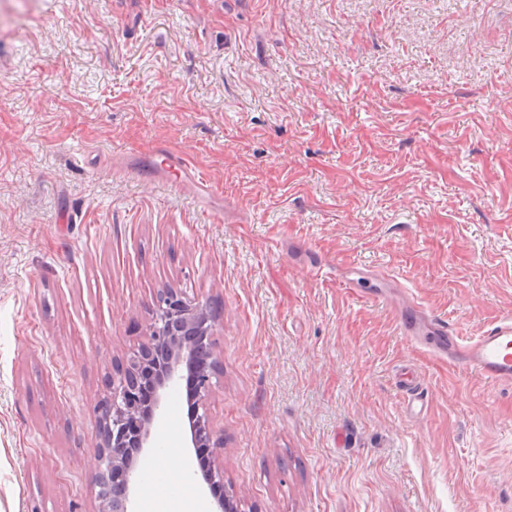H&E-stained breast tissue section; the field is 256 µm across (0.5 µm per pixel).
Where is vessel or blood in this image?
Masks as SVG:
<instances>
[{
  "mask_svg": "<svg viewBox=\"0 0 512 512\" xmlns=\"http://www.w3.org/2000/svg\"><path fill=\"white\" fill-rule=\"evenodd\" d=\"M151 163L158 173L177 172L178 184L192 180L200 192L206 194L210 191L207 182L196 180L192 168L177 154L165 150L155 151ZM424 329L437 337L438 349L447 352L449 358L457 360L489 382L512 383V317L503 319L467 343L435 320L430 321Z\"/></svg>",
  "mask_w": 512,
  "mask_h": 512,
  "instance_id": "obj_1",
  "label": "vessel or blood"
}]
</instances>
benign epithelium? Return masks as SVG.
Returning <instances> with one entry per match:
<instances>
[{"label": "benign epithelium", "mask_w": 512, "mask_h": 512, "mask_svg": "<svg viewBox=\"0 0 512 512\" xmlns=\"http://www.w3.org/2000/svg\"><path fill=\"white\" fill-rule=\"evenodd\" d=\"M220 320V311L168 288L156 298L147 340L112 364L106 391L94 405L99 422L95 512H133V500L144 490L137 458L151 447L153 423L183 379L194 387L190 443L210 449L201 478L211 490L224 487V433L214 426L207 408L212 379L222 372L213 351ZM246 507L242 497L226 493L216 498L215 512H248Z\"/></svg>", "instance_id": "1"}]
</instances>
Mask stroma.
Segmentation results:
<instances>
[{"label": "stroma", "instance_id": "1", "mask_svg": "<svg viewBox=\"0 0 512 512\" xmlns=\"http://www.w3.org/2000/svg\"><path fill=\"white\" fill-rule=\"evenodd\" d=\"M157 144L212 195L141 176ZM165 288L224 313L257 512H512V384L400 320L512 316V0H0V512H93L94 404ZM152 435L181 490L185 385Z\"/></svg>", "mask_w": 512, "mask_h": 512}]
</instances>
